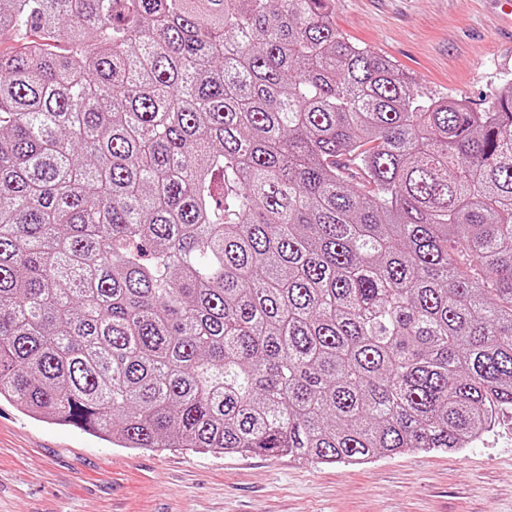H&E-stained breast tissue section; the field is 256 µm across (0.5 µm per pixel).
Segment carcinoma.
<instances>
[{"label": "carcinoma", "mask_w": 512, "mask_h": 512, "mask_svg": "<svg viewBox=\"0 0 512 512\" xmlns=\"http://www.w3.org/2000/svg\"><path fill=\"white\" fill-rule=\"evenodd\" d=\"M329 0H0V399L366 464L512 410V81L416 93Z\"/></svg>", "instance_id": "obj_1"}]
</instances>
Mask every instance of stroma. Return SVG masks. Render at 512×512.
<instances>
[{
    "mask_svg": "<svg viewBox=\"0 0 512 512\" xmlns=\"http://www.w3.org/2000/svg\"><path fill=\"white\" fill-rule=\"evenodd\" d=\"M501 0H331L350 40L415 89L487 109L512 80ZM0 512H512V411L460 452L352 466L123 448L0 400Z\"/></svg>",
    "mask_w": 512,
    "mask_h": 512,
    "instance_id": "35a3bbf8",
    "label": "stroma"
}]
</instances>
